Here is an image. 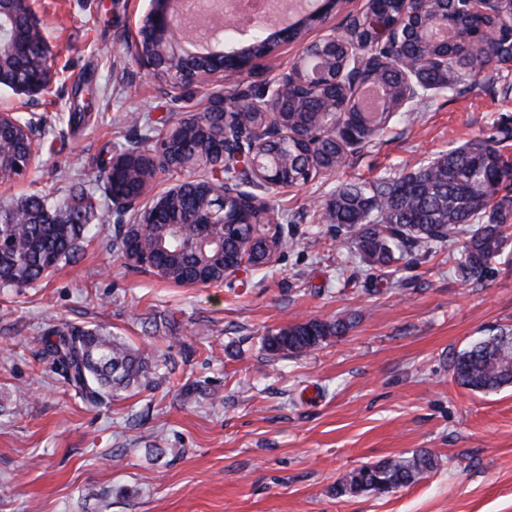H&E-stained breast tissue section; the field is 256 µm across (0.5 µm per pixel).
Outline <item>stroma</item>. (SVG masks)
I'll use <instances>...</instances> for the list:
<instances>
[{
	"mask_svg": "<svg viewBox=\"0 0 512 512\" xmlns=\"http://www.w3.org/2000/svg\"><path fill=\"white\" fill-rule=\"evenodd\" d=\"M51 49V81L31 96L0 85V113L32 119L37 155L0 205L74 183L96 197L77 263L29 288L0 289V512H512V387L479 393L452 377L453 358L512 331V242L484 283L454 274L465 235L399 261L401 284L374 289L347 231L313 215L341 185L378 183L497 128L512 130V66L463 89L409 103L341 169L258 195L293 246L210 286L128 269L112 249L116 219L100 159L128 148L133 117L153 130L206 111L232 74L170 88L138 57L149 0H30ZM364 0H345L301 42L260 58L263 85L301 43L345 34ZM87 113L79 127L57 114ZM351 328L300 357L268 359L267 331L318 318ZM106 326L154 342L176 366L156 390L99 407L68 391L41 354L52 319ZM427 449L431 473L378 495L337 496L366 463Z\"/></svg>",
	"mask_w": 512,
	"mask_h": 512,
	"instance_id": "obj_1",
	"label": "stroma"
}]
</instances>
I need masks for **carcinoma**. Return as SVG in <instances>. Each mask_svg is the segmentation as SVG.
Instances as JSON below:
<instances>
[{
  "mask_svg": "<svg viewBox=\"0 0 512 512\" xmlns=\"http://www.w3.org/2000/svg\"><path fill=\"white\" fill-rule=\"evenodd\" d=\"M373 8L390 15L401 27L407 55L435 60L418 72L424 91L463 83L477 77L488 65L512 63V52L503 47L493 52L480 45L472 34L495 26L512 15V0H503L497 15L462 16L447 0H433L430 9L420 15L403 11L399 0H374ZM0 13V85L28 92L38 82V63L52 54L46 36L33 35L38 21L30 7L3 5ZM455 40H431L427 34L442 20ZM376 59L386 101L382 112H357L341 82L331 88L336 98V118L354 120L360 127L359 145L352 149L346 142L327 139L310 146L306 139L290 140L279 150L266 152L288 165L285 175L301 186L327 168H339L349 155L359 152L383 131L392 119V109L404 97L402 71L388 61V55L371 49ZM345 46L337 43L327 54L326 73L339 75L345 66ZM235 124L262 121L255 113L195 112L173 126L165 137L171 154L190 150L196 165L209 169L210 177L195 182V188L168 192L153 198L164 202L168 224H116L112 250L126 260V266L144 270L160 268L158 275L175 284L185 282L188 271L198 284L224 282V253L247 252L250 265L263 266L264 246L283 250L288 245L284 225L272 230L262 224L265 205L242 214L244 223L234 230L212 224L208 235L216 243L190 245L197 235L187 216L214 199L220 177L232 176L230 169L216 172L218 158L211 157L213 140L224 131V120ZM282 125L305 135L321 133L331 118L322 112L320 93L294 97ZM503 137L451 148L415 172L399 175L378 185L353 183L341 187L323 205L319 214L323 223L353 231L354 257L370 276L380 277L387 269L415 251H427L444 244L463 226L469 236L454 267L463 283H480L494 273V263L506 248L503 227L512 216V162L502 153ZM168 159L153 161L137 149H128L100 162L106 174L117 168L124 194H143L158 171L167 170ZM27 159L9 143L0 146V184L12 183L27 175ZM93 197L79 188L62 205L52 204L44 196L30 195L14 205H0V288H28L63 262L76 260L80 242L92 231L89 214ZM350 321L309 319L270 330L261 337V349L272 357L302 356L332 338L343 336ZM42 354L47 357L82 401L97 407L118 391L129 388L154 390L167 375V361L127 344L102 326L86 328L67 321L51 324L41 338ZM456 381L474 392L489 393L512 386V336L501 332L477 342L458 353L451 363ZM437 466L435 455L420 450L410 457L386 459L364 464L350 471L336 484V495L360 492L388 493L410 485Z\"/></svg>",
  "mask_w": 512,
  "mask_h": 512,
  "instance_id": "cac0c4a2",
  "label": "carcinoma"
}]
</instances>
